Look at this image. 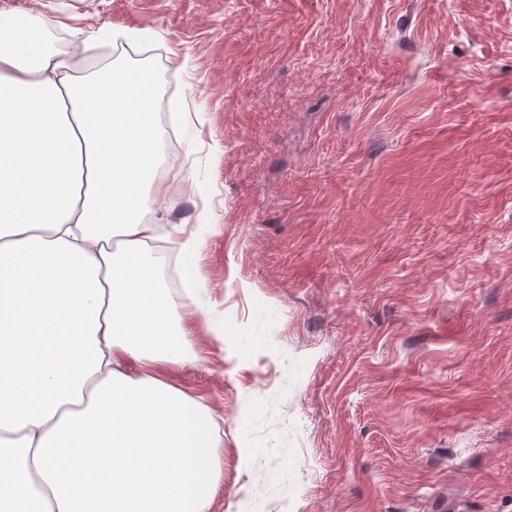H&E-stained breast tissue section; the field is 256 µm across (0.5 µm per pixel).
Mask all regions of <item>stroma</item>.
<instances>
[{
  "label": "stroma",
  "mask_w": 512,
  "mask_h": 512,
  "mask_svg": "<svg viewBox=\"0 0 512 512\" xmlns=\"http://www.w3.org/2000/svg\"><path fill=\"white\" fill-rule=\"evenodd\" d=\"M170 89L147 248L210 512H512V0H0Z\"/></svg>",
  "instance_id": "35a3bbf8"
}]
</instances>
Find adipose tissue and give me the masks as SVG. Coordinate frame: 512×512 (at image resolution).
I'll list each match as a JSON object with an SVG mask.
<instances>
[{
  "label": "adipose tissue",
  "instance_id": "1",
  "mask_svg": "<svg viewBox=\"0 0 512 512\" xmlns=\"http://www.w3.org/2000/svg\"><path fill=\"white\" fill-rule=\"evenodd\" d=\"M76 64L0 17V512H209L215 414L159 373L187 340L144 249L158 89Z\"/></svg>",
  "mask_w": 512,
  "mask_h": 512
}]
</instances>
